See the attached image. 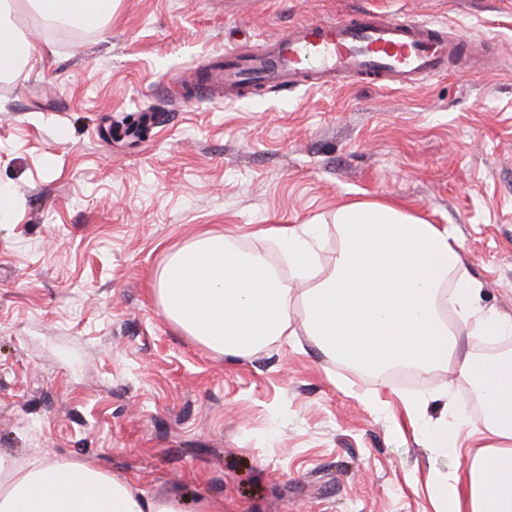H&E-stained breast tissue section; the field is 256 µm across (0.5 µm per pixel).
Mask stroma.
I'll list each match as a JSON object with an SVG mask.
<instances>
[{"instance_id":"stroma-1","label":"stroma","mask_w":512,"mask_h":512,"mask_svg":"<svg viewBox=\"0 0 512 512\" xmlns=\"http://www.w3.org/2000/svg\"><path fill=\"white\" fill-rule=\"evenodd\" d=\"M70 37L16 23L34 68L0 79V451L136 478L224 512H436L401 404L477 405L454 367L376 376L326 357L302 321L246 359L211 352L153 294L168 250L204 230L288 264L264 232L387 197L455 225L486 307L512 314V0H115ZM366 10L463 37L447 74L197 93L212 57L305 20Z\"/></svg>"}]
</instances>
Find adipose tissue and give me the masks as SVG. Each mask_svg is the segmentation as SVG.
Returning <instances> with one entry per match:
<instances>
[{
  "label": "adipose tissue",
  "mask_w": 512,
  "mask_h": 512,
  "mask_svg": "<svg viewBox=\"0 0 512 512\" xmlns=\"http://www.w3.org/2000/svg\"><path fill=\"white\" fill-rule=\"evenodd\" d=\"M30 8L68 21L90 8L97 28L112 18V0H0V75L36 63L14 23ZM331 268L322 264L319 227L274 229L293 272L286 283L267 255L236 246L233 234L206 231L172 250L157 274L165 317L216 353L247 357L289 335L302 320L323 354L372 371H425L456 359L487 409L480 421L448 401L441 417L424 396L403 397L413 431L440 452L465 451L462 470L433 474L439 512H512V355L478 360L463 333L512 334V316L481 303L482 282L461 258L455 225L431 224L392 202L339 207ZM0 512H184L175 496L149 497L133 479L74 462L0 454Z\"/></svg>",
  "instance_id": "ef3b65f1"
}]
</instances>
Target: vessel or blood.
<instances>
[{"mask_svg": "<svg viewBox=\"0 0 512 512\" xmlns=\"http://www.w3.org/2000/svg\"><path fill=\"white\" fill-rule=\"evenodd\" d=\"M454 51L432 25L373 11L298 24L261 47L214 58L210 73L230 99L266 87L288 93L332 86L348 71L413 87L445 71Z\"/></svg>", "mask_w": 512, "mask_h": 512, "instance_id": "vessel-or-blood-1", "label": "vessel or blood"}]
</instances>
